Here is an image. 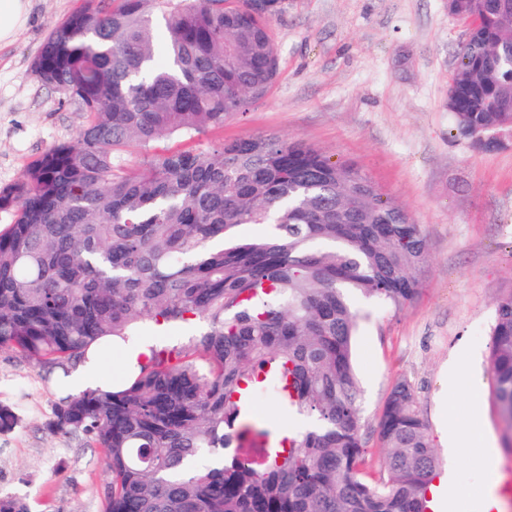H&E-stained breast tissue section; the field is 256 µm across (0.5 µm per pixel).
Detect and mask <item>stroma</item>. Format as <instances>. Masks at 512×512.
<instances>
[{"instance_id":"1","label":"stroma","mask_w":512,"mask_h":512,"mask_svg":"<svg viewBox=\"0 0 512 512\" xmlns=\"http://www.w3.org/2000/svg\"><path fill=\"white\" fill-rule=\"evenodd\" d=\"M81 0H31L28 22L0 45V189L86 121L79 104L39 82L32 61L46 35ZM278 76L248 111L194 140L163 139L153 151L205 149L275 135L358 166L421 224L429 262L421 291L398 309L356 300L355 365L363 390L367 480L383 474V405L401 380L412 385L438 438L463 420L499 443V473L512 482V451L494 399L491 331L497 297L512 292V138L492 151L456 138L448 84L468 29L448 0H278L271 19ZM464 372L455 390L443 367ZM64 390L40 366L0 349V404L19 417L0 433V493L31 512H102L107 467L85 441L51 435L44 422ZM451 486L444 512H482L489 485L478 456L438 448Z\"/></svg>"}]
</instances>
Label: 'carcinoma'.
Returning <instances> with one entry per match:
<instances>
[{"label": "carcinoma", "mask_w": 512, "mask_h": 512, "mask_svg": "<svg viewBox=\"0 0 512 512\" xmlns=\"http://www.w3.org/2000/svg\"><path fill=\"white\" fill-rule=\"evenodd\" d=\"M115 2L82 0L32 62L87 120L0 189V209L16 208L0 233V348L51 376L143 320L206 327L147 346L109 390L63 397L46 429L101 449L102 512H426L438 459L413 388L399 381L385 402L383 477L369 482L353 362L354 298L399 308L420 290L421 225L359 168L274 136L122 170L118 148L191 140L266 95L277 0ZM465 2L448 111L472 140L512 126V0ZM242 224L270 231L243 240ZM490 368L512 422V292L496 302ZM268 388L281 419L313 421L276 447L254 410ZM0 512L29 509L0 496Z\"/></svg>", "instance_id": "carcinoma-1"}]
</instances>
